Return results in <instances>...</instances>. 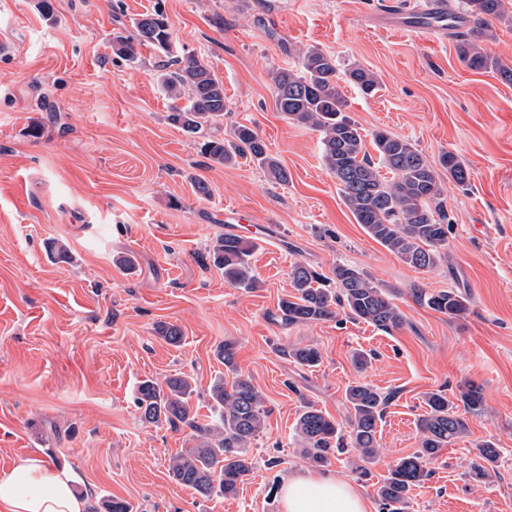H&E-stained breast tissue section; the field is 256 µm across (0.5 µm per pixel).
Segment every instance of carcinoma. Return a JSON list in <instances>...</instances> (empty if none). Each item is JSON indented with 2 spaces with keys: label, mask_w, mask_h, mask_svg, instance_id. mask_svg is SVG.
<instances>
[{
  "label": "carcinoma",
  "mask_w": 512,
  "mask_h": 512,
  "mask_svg": "<svg viewBox=\"0 0 512 512\" xmlns=\"http://www.w3.org/2000/svg\"><path fill=\"white\" fill-rule=\"evenodd\" d=\"M465 12L481 22L506 14L504 0H464ZM171 32L157 13L145 14L134 24V32L113 37V52L134 62L138 47L151 45L167 49ZM458 56L474 71L496 72L512 84V67L486 54L475 37H463L456 44ZM158 80L172 99H187L176 106L168 120L182 131L197 135L210 133L224 120L228 111L224 83L210 67L193 56L157 63ZM348 81L367 96L379 89L377 79L367 69L353 68ZM273 90L276 107L288 120L320 133L322 160L326 171L336 179L342 200L369 237L395 254L407 265L422 271L433 270L445 257L449 225L435 218L430 203L442 195V184L434 166L409 140L383 130L371 134V143L379 163L392 173L386 180L379 174L366 151L362 127L346 115L348 101L338 85L336 58L311 46L302 53L294 68L274 72ZM207 158L219 165L231 166L243 159L265 173L276 184L288 183V170L270 155L267 145L251 127L238 125L231 138L209 137L205 144ZM448 170V180L464 186L471 171L455 153L440 157ZM255 245L233 234L216 238L210 248L215 267L224 271V281L236 288L253 290L259 280L250 258ZM291 297L279 303L281 322L288 326L330 320L338 310L383 331L402 325L403 317L392 302L390 292L379 287L365 273L353 266L339 264L333 271L336 288L323 284V276L314 268L295 264L290 273ZM427 305L450 319L468 310L467 299L453 291L427 296ZM157 333L173 346L181 344L180 327L160 324ZM217 358L233 374L231 386L224 377L210 385L213 416L205 424L190 417L189 400L196 392L187 376L168 378L161 385L152 379L140 381L136 407L145 424L158 425L176 421L193 432L194 445L170 459L169 473L179 484L203 497L237 494L244 477L252 470L249 448L265 425L267 410L264 397L251 379L239 373L235 343L226 340L216 349ZM288 357L299 365L313 367L320 362L319 351L310 346H296ZM350 430L342 433L339 424L323 411L308 404L295 423V435L303 444L304 454L314 465L328 463L330 453L350 447L357 453L355 470L366 477L368 465L378 454V423L388 398L377 388L356 382L347 387ZM427 411L419 419L422 433L420 448L400 458L379 481L377 495L383 512H405L413 487L429 476L427 464L439 451L470 432L468 420L458 413L462 408L472 415L483 410L482 391L468 382L459 387L451 400L439 390L424 396ZM478 456L489 464L497 462L500 451L491 440L476 445Z\"/></svg>",
  "instance_id": "cac0c4a2"
}]
</instances>
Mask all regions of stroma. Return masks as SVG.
Segmentation results:
<instances>
[{
    "instance_id": "35a3bbf8",
    "label": "stroma",
    "mask_w": 512,
    "mask_h": 512,
    "mask_svg": "<svg viewBox=\"0 0 512 512\" xmlns=\"http://www.w3.org/2000/svg\"><path fill=\"white\" fill-rule=\"evenodd\" d=\"M414 0H0V474L37 455L74 472L89 512L112 498L133 512H281L279 487L313 467L294 437L304 403L348 424L345 390L367 382L387 395L379 455L361 479L353 451L327 474L348 480L380 512L375 481L420 446L424 395L482 388L484 408L468 436L442 449L413 487L407 512H512V84L474 71L456 52L459 32L483 30L482 47L512 65V5L506 18L437 36L398 24ZM160 13L168 50L139 49L129 63L116 33ZM316 46L334 55L349 115L372 133L409 139L431 163L451 151L469 185L448 181L439 198L451 226L447 257L422 272L371 239L326 171L318 132L278 111L271 75ZM195 56L224 83L229 110L216 128L253 127L287 168L280 185L249 163L217 165L201 138L171 125L174 107L157 82L163 57ZM373 71L367 96L347 79ZM210 188L197 196L192 181ZM245 213L256 240L258 288L232 287L209 260L226 232L225 206ZM65 245L67 261L56 257ZM130 253L133 272L115 263ZM331 274L348 264L388 289L403 315L384 332L338 315L285 326L279 302L290 270ZM461 293L468 311L451 319L423 297ZM178 325L180 345L158 324ZM232 340L239 370L265 397L254 467L236 496H200L169 474L191 447L184 424L142 423L136 389L146 378L191 376L190 412L208 420L207 389L225 368L217 345ZM312 346L308 368L288 358ZM368 354L357 369L355 352ZM501 450L492 479L470 473L476 441Z\"/></svg>"
}]
</instances>
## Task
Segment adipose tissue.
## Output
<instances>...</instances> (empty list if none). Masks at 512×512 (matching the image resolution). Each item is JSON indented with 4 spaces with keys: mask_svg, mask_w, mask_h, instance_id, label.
<instances>
[{
    "mask_svg": "<svg viewBox=\"0 0 512 512\" xmlns=\"http://www.w3.org/2000/svg\"><path fill=\"white\" fill-rule=\"evenodd\" d=\"M73 472L39 457L19 460L0 475V512H83ZM282 512H367L344 479L331 475L292 477L280 490Z\"/></svg>",
    "mask_w": 512,
    "mask_h": 512,
    "instance_id": "obj_1",
    "label": "adipose tissue"
}]
</instances>
